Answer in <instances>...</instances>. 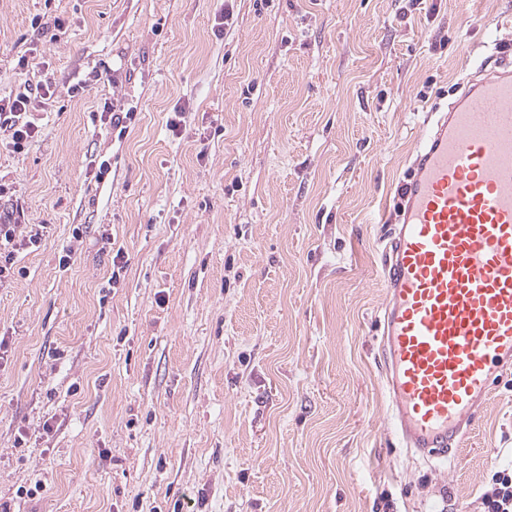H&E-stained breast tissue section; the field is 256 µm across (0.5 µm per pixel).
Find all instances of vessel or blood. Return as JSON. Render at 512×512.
I'll use <instances>...</instances> for the list:
<instances>
[{
    "label": "vessel or blood",
    "instance_id": "obj_1",
    "mask_svg": "<svg viewBox=\"0 0 512 512\" xmlns=\"http://www.w3.org/2000/svg\"><path fill=\"white\" fill-rule=\"evenodd\" d=\"M382 265L393 427L444 458L512 368V59L470 75L424 128Z\"/></svg>",
    "mask_w": 512,
    "mask_h": 512
}]
</instances>
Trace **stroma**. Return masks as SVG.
Instances as JSON below:
<instances>
[{
    "label": "stroma",
    "instance_id": "stroma-1",
    "mask_svg": "<svg viewBox=\"0 0 512 512\" xmlns=\"http://www.w3.org/2000/svg\"><path fill=\"white\" fill-rule=\"evenodd\" d=\"M497 49L512 0H234L229 26L224 0H0V97L50 91L24 150L0 139V213L44 227L0 288V503L482 512L512 370L429 459L379 325L423 121Z\"/></svg>",
    "mask_w": 512,
    "mask_h": 512
}]
</instances>
